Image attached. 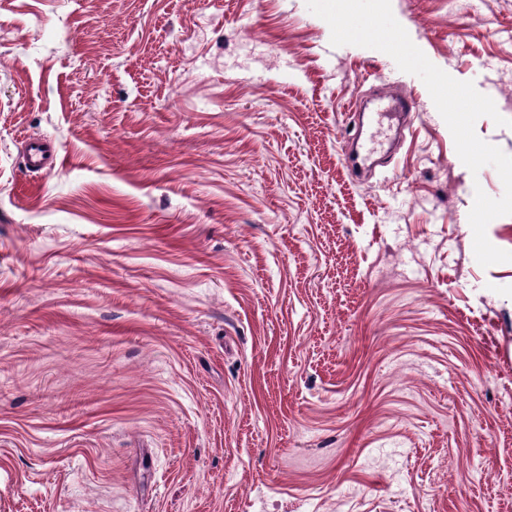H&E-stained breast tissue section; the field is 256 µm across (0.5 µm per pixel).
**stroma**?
Masks as SVG:
<instances>
[{
    "instance_id": "35a3bbf8",
    "label": "stroma",
    "mask_w": 512,
    "mask_h": 512,
    "mask_svg": "<svg viewBox=\"0 0 512 512\" xmlns=\"http://www.w3.org/2000/svg\"><path fill=\"white\" fill-rule=\"evenodd\" d=\"M391 3L512 119V0ZM330 37L305 0H0V512H512V262L468 220L503 183ZM383 100H388L387 105L382 112H373L374 122L381 124L384 121L392 124L401 116H409L414 111L413 102L406 96L400 97H386L382 96ZM54 160L43 138H35L28 143L27 163L30 167L41 169L44 166H52Z\"/></svg>"
}]
</instances>
